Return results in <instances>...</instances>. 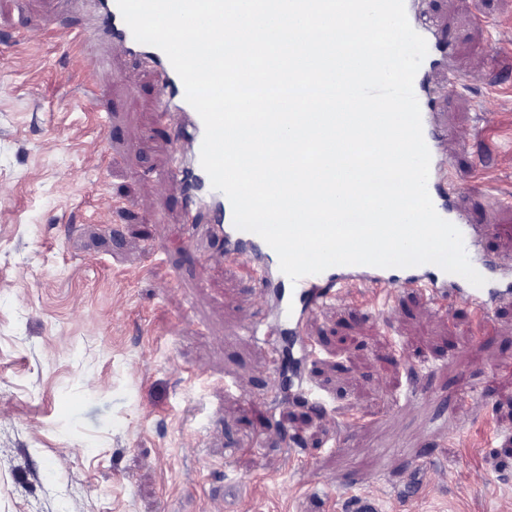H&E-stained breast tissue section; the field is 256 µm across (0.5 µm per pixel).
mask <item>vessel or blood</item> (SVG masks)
<instances>
[{
	"label": "vessel or blood",
	"mask_w": 512,
	"mask_h": 512,
	"mask_svg": "<svg viewBox=\"0 0 512 512\" xmlns=\"http://www.w3.org/2000/svg\"><path fill=\"white\" fill-rule=\"evenodd\" d=\"M88 5L92 16L91 26L60 27L47 19L42 28L51 33L59 47L73 56L91 59L94 43L101 41L123 47L135 68H148L159 75L158 117L163 121L174 115L179 118L171 142L180 159L174 178L187 199L183 214L187 233L180 242L181 247L194 246L204 238L220 240L224 243L223 260L228 266L243 269L254 266L278 268L279 260L274 250L258 235L237 229L233 224L229 199L212 188L200 162L203 123L186 102L182 81L167 56L160 49L134 39L116 0H88ZM405 7L411 26L426 39L428 45V54L413 84L421 108L424 139L431 152L428 191L437 213L461 230L468 257L475 269L485 277L486 283L482 287H474L464 278L445 273L434 265L377 267L370 281L393 288L412 289L422 285L430 294H445L452 300L461 299L472 307L479 326L484 327L491 321V303L512 302V261L501 259L488 262L480 257L478 245L485 227L472 223L453 196L456 177L444 150V123L441 113L433 111L427 90V77L436 63L440 42L428 26L418 20L416 0H405ZM337 273V268L333 267L318 275L302 277L294 283L287 276H280V287L288 291V298L281 310L282 320L294 335L306 336L310 317L335 296Z\"/></svg>",
	"instance_id": "b4317fda"
}]
</instances>
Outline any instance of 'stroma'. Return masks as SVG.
Wrapping results in <instances>:
<instances>
[{
    "mask_svg": "<svg viewBox=\"0 0 512 512\" xmlns=\"http://www.w3.org/2000/svg\"><path fill=\"white\" fill-rule=\"evenodd\" d=\"M446 29L437 111L491 259L512 256V0H418ZM55 0H0V512H512V304L488 334L461 301L353 289L308 325L292 401L254 273L183 248L164 179L155 75L104 45L73 59L37 24ZM31 39L18 43L17 29Z\"/></svg>",
    "mask_w": 512,
    "mask_h": 512,
    "instance_id": "35a3bbf8",
    "label": "stroma"
}]
</instances>
